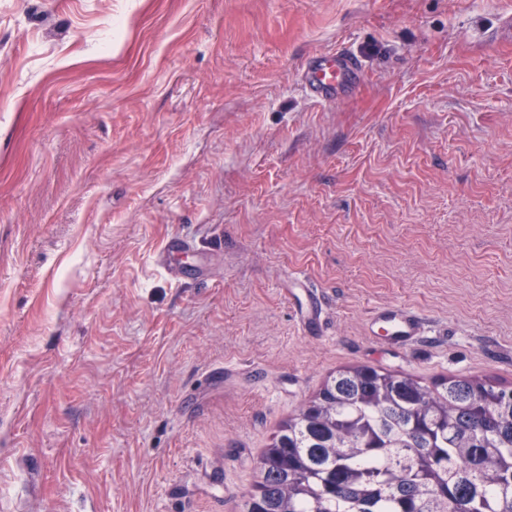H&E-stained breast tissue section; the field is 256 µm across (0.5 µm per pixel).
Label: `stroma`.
<instances>
[{"label":"stroma","mask_w":512,"mask_h":512,"mask_svg":"<svg viewBox=\"0 0 512 512\" xmlns=\"http://www.w3.org/2000/svg\"><path fill=\"white\" fill-rule=\"evenodd\" d=\"M507 12L0 0V512H241L344 368L512 388ZM336 50L364 82L321 101L302 67ZM178 234L188 279L156 263ZM386 303L426 341L369 342ZM289 284L288 299L298 311L302 330L309 336H321V304L316 290L308 288L301 277H293Z\"/></svg>","instance_id":"1"}]
</instances>
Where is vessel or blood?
<instances>
[{"mask_svg": "<svg viewBox=\"0 0 512 512\" xmlns=\"http://www.w3.org/2000/svg\"><path fill=\"white\" fill-rule=\"evenodd\" d=\"M303 76L314 97L333 101L357 92L363 78L357 62L348 54H316L310 57L303 69ZM288 299L297 309L302 329L311 336L319 335L321 328V304L314 289L308 288L304 278L290 281ZM372 329H384L389 342L408 347L423 337V316L399 304H392L375 311Z\"/></svg>", "mask_w": 512, "mask_h": 512, "instance_id": "1", "label": "vessel or blood"}]
</instances>
